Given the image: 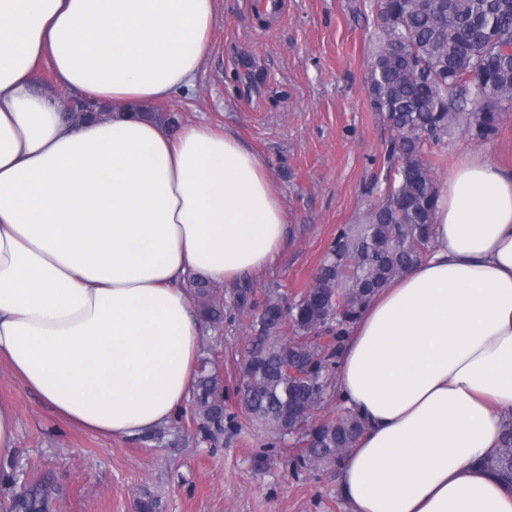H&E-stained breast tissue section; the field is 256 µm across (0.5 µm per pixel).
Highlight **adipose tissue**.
Instances as JSON below:
<instances>
[{
  "mask_svg": "<svg viewBox=\"0 0 512 512\" xmlns=\"http://www.w3.org/2000/svg\"><path fill=\"white\" fill-rule=\"evenodd\" d=\"M221 0H0V361L69 426L170 423L196 377L193 277L266 273L288 238L266 165L232 131L136 107L192 85ZM110 107L70 122L32 90ZM336 387L365 430L338 472L350 512H512L482 462L512 422V170L465 158L429 254L348 329ZM35 86L39 93L55 91L58 101L60 99L61 108L64 114L67 116H72L76 113L74 108L71 110L72 106H75L79 102L85 100L78 92H72L56 87L53 74L47 64H43L40 70L37 72L35 77ZM84 102L87 105L89 104L87 100Z\"/></svg>",
  "mask_w": 512,
  "mask_h": 512,
  "instance_id": "ef3b65f1",
  "label": "adipose tissue"
}]
</instances>
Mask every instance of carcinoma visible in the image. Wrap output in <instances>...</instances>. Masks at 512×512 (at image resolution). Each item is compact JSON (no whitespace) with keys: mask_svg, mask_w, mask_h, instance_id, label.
I'll list each match as a JSON object with an SVG mask.
<instances>
[{"mask_svg":"<svg viewBox=\"0 0 512 512\" xmlns=\"http://www.w3.org/2000/svg\"><path fill=\"white\" fill-rule=\"evenodd\" d=\"M378 34L368 68L372 106L395 132L397 159L382 203L362 222L342 229L310 288L287 306L267 300L252 325L243 379L245 411L259 429L282 419L302 434L301 458L337 468L363 423L348 413L311 422L303 402L324 394L336 367V343L377 290L429 252L438 187L424 147L461 130L477 141L498 131L512 112V0H380ZM201 316L221 320L209 282L195 284ZM198 414L223 426L224 384L200 359ZM487 467L512 485V428ZM47 486L18 497L13 512H42Z\"/></svg>","mask_w":512,"mask_h":512,"instance_id":"1","label":"carcinoma"}]
</instances>
